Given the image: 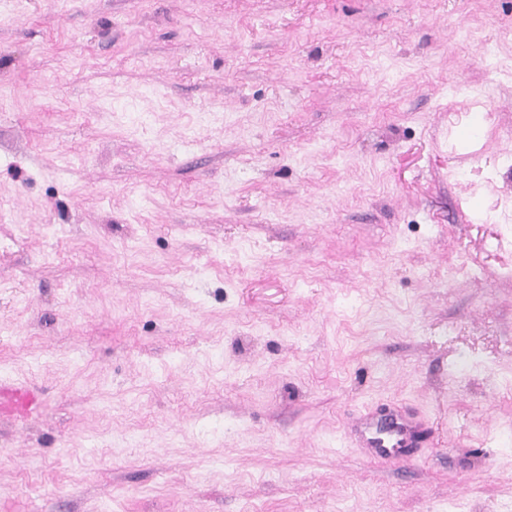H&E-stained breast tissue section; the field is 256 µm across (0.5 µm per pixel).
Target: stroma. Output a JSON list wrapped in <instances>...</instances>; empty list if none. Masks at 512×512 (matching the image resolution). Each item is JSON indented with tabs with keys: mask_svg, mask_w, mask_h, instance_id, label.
Returning a JSON list of instances; mask_svg holds the SVG:
<instances>
[{
	"mask_svg": "<svg viewBox=\"0 0 512 512\" xmlns=\"http://www.w3.org/2000/svg\"><path fill=\"white\" fill-rule=\"evenodd\" d=\"M0 512H512V0H0ZM393 415L396 420L385 432L378 429L380 416L367 412L361 417V437L365 447L372 450L373 460L404 458V448H412L414 444L416 425L398 414Z\"/></svg>",
	"mask_w": 512,
	"mask_h": 512,
	"instance_id": "stroma-1",
	"label": "stroma"
}]
</instances>
